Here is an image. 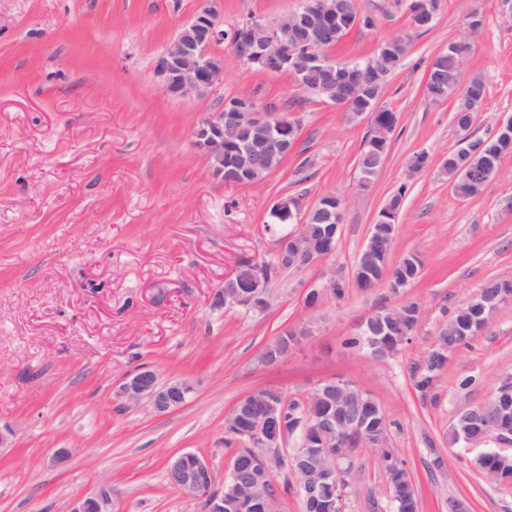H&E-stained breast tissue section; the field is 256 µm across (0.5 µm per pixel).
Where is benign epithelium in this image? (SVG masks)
I'll list each match as a JSON object with an SVG mask.
<instances>
[{
	"label": "benign epithelium",
	"mask_w": 512,
	"mask_h": 512,
	"mask_svg": "<svg viewBox=\"0 0 512 512\" xmlns=\"http://www.w3.org/2000/svg\"><path fill=\"white\" fill-rule=\"evenodd\" d=\"M414 22L411 29L419 31L432 25L437 8L432 0H413ZM347 14L340 0H305L303 6L275 20L262 17L251 18L242 32L232 33L230 46L236 54L249 64L269 73L290 72L298 86L309 91L305 73L316 75L320 91L328 95L330 104L345 112L351 121H370L371 134L388 141L394 128L375 122V114L356 111L354 99L369 98L374 107H379L390 83L391 75L382 71L374 60L365 63L339 61L326 53L327 45L336 41V22ZM307 36L312 50L302 60L301 67L293 68L295 46L301 36ZM224 42V30L217 23L212 7L203 6L194 18L183 26L164 48L155 65L156 75L164 90L171 96L196 95L207 97L218 92L224 72L223 60L212 52L213 46ZM271 107H258L251 100L222 99L221 106L199 125L195 132L194 146L205 163L215 173L224 174V163L231 164L229 170L250 173L262 160L278 155H287L292 145L279 133L278 123ZM277 208L293 216L297 229L278 239L274 255L275 264L252 261L255 291L249 298L232 288L222 291V303L227 310L240 306H251L253 298L265 293L273 268L288 271H304L317 265L336 251V238L331 234L322 240H313L307 233L305 218L301 217L298 204L284 199ZM367 261L355 264V283L363 284L364 290L390 287L394 292L402 285L394 282L390 272ZM512 302V282L507 280L500 286L498 294L488 302V313L470 318L459 324L449 319L448 335L462 338L481 333L493 319L497 310ZM403 307H378L365 316L357 325V332L367 337L368 353L378 358V344L372 339L376 326L395 329L404 321ZM312 335V328L305 324L295 329V339L288 349L277 354L264 349L262 362L274 365L288 357L293 349ZM192 391L185 381L160 379L156 370L142 367L126 378L116 390V398L124 408L142 407L149 414L163 416L182 407ZM361 391L343 380L327 379L317 383L302 399L288 401L277 395L259 396L252 393L241 399L225 421V427L236 424L241 407L251 402H261L260 411L249 417L248 441L255 448L248 458L254 473L268 484H275L274 469L285 466L295 478L296 488L301 492L305 512L328 509L343 512V471L338 461L351 454L352 440L359 439L360 448H387L390 436L384 435L378 443L365 437L369 416L376 407H358L355 414L341 419L331 413L322 418H313L308 407L317 399H327L337 404L360 398ZM462 421L479 428L476 435L465 431L458 442L474 444L479 440L495 439L507 441L512 438V374L499 379L498 386L484 403L466 409L457 415ZM315 429L321 433V443L315 448H295L288 458L280 456V448L288 437L297 433L303 437ZM240 467L238 456H233L224 475V487L235 492V500L224 502V495L214 489L215 475L210 461L194 452H185L172 457L168 463V479L172 486L193 499L205 504V512H224V507L245 509L249 506L250 493L239 486L237 474ZM68 512H112V489L103 484L89 495L74 500Z\"/></svg>",
	"instance_id": "benign-epithelium-1"
}]
</instances>
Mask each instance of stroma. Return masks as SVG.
<instances>
[{
    "label": "stroma",
    "mask_w": 512,
    "mask_h": 512,
    "mask_svg": "<svg viewBox=\"0 0 512 512\" xmlns=\"http://www.w3.org/2000/svg\"><path fill=\"white\" fill-rule=\"evenodd\" d=\"M205 0H0V427L14 432L0 452V512H67L72 499L112 488L113 512H203L167 479L169 460L191 451L215 470V487L240 448L225 420L263 389L304 397L327 378L348 381L386 411L390 445L418 490L419 512H512V482L476 467L512 443L450 444L456 412L485 401L512 372V303L448 356L429 393L413 375L456 308L492 278L512 279V156L482 193L458 198L441 162L460 140L455 101L432 103V60L482 27L460 82L486 85L474 136L512 116V0H447L433 28L412 36L383 104L398 115L389 155L369 192L357 189L367 122L349 121L303 93L288 73L245 64L228 44L223 84L209 97L168 96L154 72L168 41ZM303 0H214L231 27L270 21ZM370 27L355 26L332 53L372 56L410 34L397 0H360ZM276 107L297 119L299 138L262 185L225 183L194 146L198 125L224 97ZM428 167L410 175L413 153ZM392 262L416 255L420 277L401 296L348 287L309 308L305 296L331 273H350L380 208L400 185ZM327 194L345 201L333 255L267 288L268 306L225 309L224 278L239 259L273 260L286 224L270 210L282 198L309 209ZM416 303L421 319L393 357L347 347L372 309ZM313 334L279 363L265 346L288 328ZM193 390L178 410L155 417L121 409L115 390L142 367ZM73 454L56 466L57 449ZM345 512H396L389 479L370 449L346 463Z\"/></svg>",
    "instance_id": "35a3bbf8"
}]
</instances>
